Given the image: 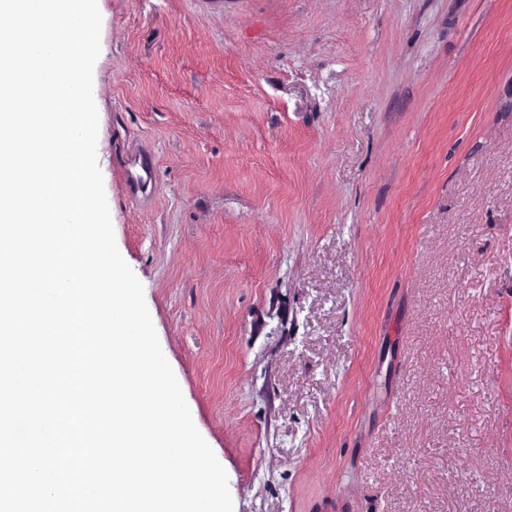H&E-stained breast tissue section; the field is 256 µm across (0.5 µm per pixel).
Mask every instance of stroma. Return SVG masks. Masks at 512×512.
<instances>
[{
	"label": "stroma",
	"mask_w": 512,
	"mask_h": 512,
	"mask_svg": "<svg viewBox=\"0 0 512 512\" xmlns=\"http://www.w3.org/2000/svg\"><path fill=\"white\" fill-rule=\"evenodd\" d=\"M97 2L116 244L234 512H512V0ZM153 158L150 153L126 156L123 161L122 176L129 197L143 193L148 188V173H151Z\"/></svg>",
	"instance_id": "35a3bbf8"
}]
</instances>
